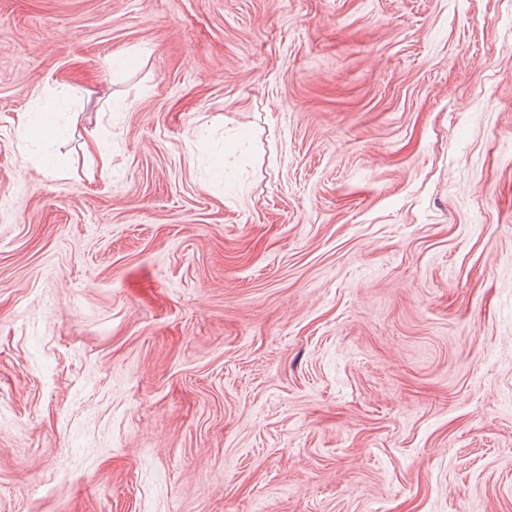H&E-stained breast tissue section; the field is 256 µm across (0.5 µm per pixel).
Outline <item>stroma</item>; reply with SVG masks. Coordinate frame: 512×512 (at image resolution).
<instances>
[{"label":"stroma","instance_id":"stroma-1","mask_svg":"<svg viewBox=\"0 0 512 512\" xmlns=\"http://www.w3.org/2000/svg\"><path fill=\"white\" fill-rule=\"evenodd\" d=\"M0 512H512V0H0ZM59 132L52 120H43L41 115H33L32 112H25L19 117L16 126V135L19 140H31L36 134L42 138H50L54 133Z\"/></svg>","mask_w":512,"mask_h":512}]
</instances>
